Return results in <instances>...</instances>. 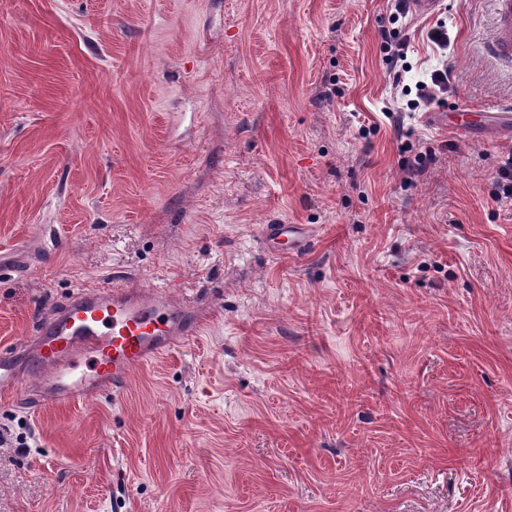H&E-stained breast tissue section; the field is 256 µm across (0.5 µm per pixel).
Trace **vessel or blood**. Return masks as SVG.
<instances>
[{
    "mask_svg": "<svg viewBox=\"0 0 512 512\" xmlns=\"http://www.w3.org/2000/svg\"><path fill=\"white\" fill-rule=\"evenodd\" d=\"M493 29L484 54L512 70V0H492ZM311 230L302 224H268L269 252H298ZM196 306L163 288L121 282L73 292L43 317L34 336L0 348V393L33 408L86 404L119 395L131 373L199 335Z\"/></svg>",
    "mask_w": 512,
    "mask_h": 512,
    "instance_id": "vessel-or-blood-1",
    "label": "vessel or blood"
}]
</instances>
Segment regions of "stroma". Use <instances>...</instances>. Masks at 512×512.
Segmentation results:
<instances>
[{"mask_svg":"<svg viewBox=\"0 0 512 512\" xmlns=\"http://www.w3.org/2000/svg\"><path fill=\"white\" fill-rule=\"evenodd\" d=\"M393 5L0 0V250L40 253L0 270V347L116 275L207 319L118 397L0 405V512H512V133L478 120L512 73L491 0H446L402 81L448 93L404 111ZM493 29L483 53L502 68L512 70V0H492ZM381 48L385 53L386 62L390 73H393V79L396 87L401 82L402 73L409 69L407 57L409 44L403 37L401 31L396 27L384 29L382 31ZM448 82V68L435 69L425 74L415 83L416 98L407 101V108L416 111L436 99H442L448 91ZM419 83H422V87H419ZM311 228L302 224H266L262 231L263 244L272 254L280 252L276 245L298 252L302 243L311 236Z\"/></svg>","mask_w":512,"mask_h":512,"instance_id":"35a3bbf8","label":"stroma"}]
</instances>
